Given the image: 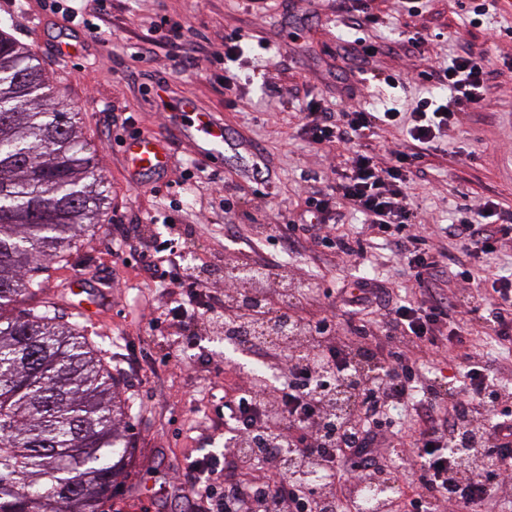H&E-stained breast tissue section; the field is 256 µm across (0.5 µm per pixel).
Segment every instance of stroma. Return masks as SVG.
<instances>
[{
    "instance_id": "obj_1",
    "label": "stroma",
    "mask_w": 512,
    "mask_h": 512,
    "mask_svg": "<svg viewBox=\"0 0 512 512\" xmlns=\"http://www.w3.org/2000/svg\"><path fill=\"white\" fill-rule=\"evenodd\" d=\"M421 2V13L411 17L398 0H353L352 17L366 7L373 16L357 30L376 49L360 76L361 65L342 49L348 32L336 0H106L110 22L95 32L72 26L39 0L23 12L12 0H0V30L33 47L57 89L79 104L83 137L98 148L106 179L103 229L84 238L66 260L50 262L43 293L25 302L29 308L52 302L63 319L75 320L66 290L75 278L85 283L80 299L100 301L87 336L127 401L131 447L129 474L118 480L104 512H196L184 491L191 478L186 458L222 454L224 393L253 359L225 347L217 314L177 326L155 324L171 297L147 272L144 256L181 238L182 266L195 267L197 277L217 289L212 304H223L224 271L245 259L244 243L256 237L258 226L288 219L303 209L304 189L321 188L325 178L347 167L343 146L314 148L301 135L308 100L319 101L322 111L341 112L352 90L359 101L409 112L426 95L422 72L468 50L493 71V87L480 108L419 159L423 174L410 192L420 220L434 228L458 223L465 206L477 200L512 210V7L472 25L458 0ZM177 31L192 55L207 60V74L186 70L182 55L171 52ZM403 31L422 35L418 49L394 47ZM238 32L247 43L234 66L237 83L228 91L224 42ZM64 38L82 39L85 56L58 62L50 48ZM147 38L154 41L153 55L135 59ZM389 76L395 84H386ZM186 101L212 112L226 133L242 138L263 160L272 177L268 193L244 177L230 151L208 166L207 176L175 187L195 159L172 112L173 104ZM128 116L132 130L156 134L172 152L163 176L132 179L115 140ZM213 175L223 178V187L210 183ZM228 196L234 202L229 215ZM172 211L178 223H162ZM279 257L295 283L299 313L308 319L321 315L323 289L356 276L375 274L397 295L411 285L406 269L382 246L370 250L366 267L307 244Z\"/></svg>"
}]
</instances>
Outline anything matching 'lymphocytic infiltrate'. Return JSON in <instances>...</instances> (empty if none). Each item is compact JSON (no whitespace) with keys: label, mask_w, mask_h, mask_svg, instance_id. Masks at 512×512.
Listing matches in <instances>:
<instances>
[{"label":"lymphocytic infiltrate","mask_w":512,"mask_h":512,"mask_svg":"<svg viewBox=\"0 0 512 512\" xmlns=\"http://www.w3.org/2000/svg\"><path fill=\"white\" fill-rule=\"evenodd\" d=\"M434 80L447 83L443 108L422 100L413 112L370 111L352 105L345 111L308 112L301 126L310 144L352 143L381 124L401 126L413 152L390 150L386 166L354 151L344 179L328 180L325 189L308 197L299 224L291 232L306 241L334 248L340 260L363 256L370 239L352 237L330 224L334 206L347 204L365 215L374 234L385 240L413 281L407 300H386L383 288L360 278L359 294L348 297L346 331L335 313L305 325V340L291 353H270L265 342L242 338L241 346L257 358L273 359L282 377L275 393L241 388L227 426L251 435L263 432L267 446L261 460L231 452L223 469L212 457L192 460L195 476L188 496L201 502V512H323L326 503L353 499L367 470H380L373 454L379 429L400 435L394 410L410 413L415 430L402 456L414 471L402 503L387 501L384 512H447L449 505L477 506L493 512L502 487L512 482V387L472 342L470 321L460 316L443 284L454 277L470 284L480 303L473 311L488 322L502 346L512 345V278H475L503 240L512 239V211L497 212L489 202L476 203L443 234L454 251L430 248L433 228L417 220L409 197L415 152L432 148L462 114L472 111L489 92V71L464 54L434 70ZM161 275L176 297L169 315L179 319L200 312L210 285L184 281L175 252H168ZM350 387L351 407L336 412V394ZM472 437L473 465L460 474L451 449L461 435ZM299 460L314 461L328 476L309 487L298 470H284L285 450ZM223 482H216V472Z\"/></svg>","instance_id":"lymphocytic-infiltrate-1"}]
</instances>
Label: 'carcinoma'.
Segmentation results:
<instances>
[{
    "label": "carcinoma",
    "instance_id": "carcinoma-1",
    "mask_svg": "<svg viewBox=\"0 0 512 512\" xmlns=\"http://www.w3.org/2000/svg\"><path fill=\"white\" fill-rule=\"evenodd\" d=\"M78 106L0 32V512H102L129 464L117 380L79 323L37 295L45 263L106 222Z\"/></svg>",
    "mask_w": 512,
    "mask_h": 512
}]
</instances>
